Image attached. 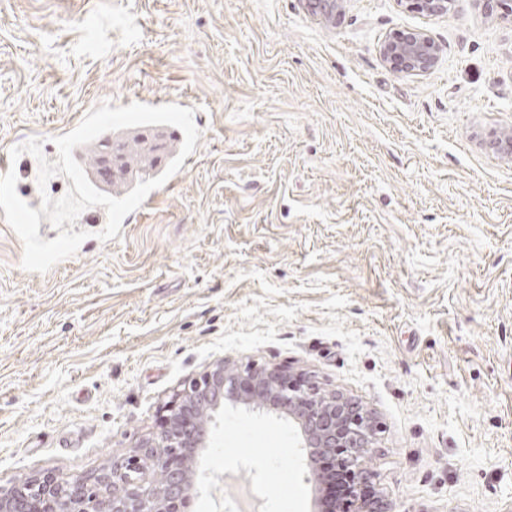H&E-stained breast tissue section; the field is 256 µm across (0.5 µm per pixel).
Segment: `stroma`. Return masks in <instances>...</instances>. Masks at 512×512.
Listing matches in <instances>:
<instances>
[{
	"label": "stroma",
	"mask_w": 512,
	"mask_h": 512,
	"mask_svg": "<svg viewBox=\"0 0 512 512\" xmlns=\"http://www.w3.org/2000/svg\"><path fill=\"white\" fill-rule=\"evenodd\" d=\"M441 58L392 70L384 40ZM182 104L201 135L145 214L44 274L0 224V486L90 476L212 364L312 378L379 425L392 512H512V16L344 0H0V146L79 114ZM300 434L228 406L191 512L252 488L316 512ZM306 7L324 24L332 23L341 12V0H305ZM315 13V14H314ZM381 55L394 70L406 74H423L436 66L440 48L424 31L399 33L386 40Z\"/></svg>",
	"instance_id": "stroma-1"
}]
</instances>
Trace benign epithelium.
Returning a JSON list of instances; mask_svg holds the SVG:
<instances>
[{"label":"benign epithelium","instance_id":"obj_1","mask_svg":"<svg viewBox=\"0 0 512 512\" xmlns=\"http://www.w3.org/2000/svg\"><path fill=\"white\" fill-rule=\"evenodd\" d=\"M431 15L455 8L459 0H404ZM324 24L341 12L342 0H305ZM381 55L394 70L423 74L436 66L440 48L424 31L399 33L386 40ZM230 404L274 406L300 427V447L309 454L328 453L345 472L350 489L341 512H391L390 504L364 492L369 474L362 458L377 428L357 402L326 395L316 382L257 363L230 366L219 362L190 379L168 402L155 438L92 476L61 480L34 475L0 487V512H187L193 493L189 464L206 445L214 414Z\"/></svg>","mask_w":512,"mask_h":512}]
</instances>
